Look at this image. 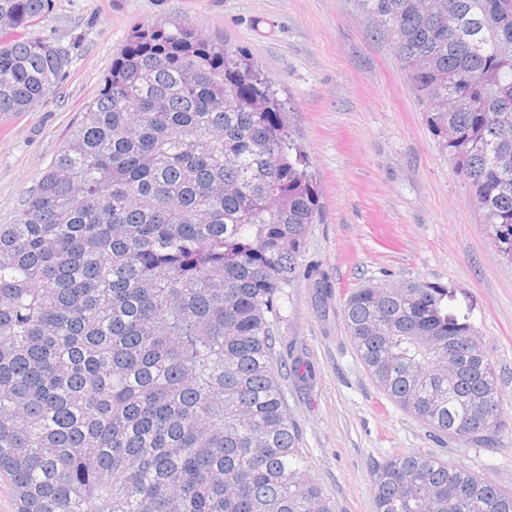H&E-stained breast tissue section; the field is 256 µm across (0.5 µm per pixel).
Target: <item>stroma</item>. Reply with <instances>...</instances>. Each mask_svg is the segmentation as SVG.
Returning a JSON list of instances; mask_svg holds the SVG:
<instances>
[{"mask_svg": "<svg viewBox=\"0 0 512 512\" xmlns=\"http://www.w3.org/2000/svg\"><path fill=\"white\" fill-rule=\"evenodd\" d=\"M148 25L194 29L249 59L316 184L305 257L328 269L335 294L323 303L307 281L288 284L274 334L286 408L334 512H375V464L415 449L512 488V259L361 0H54L31 33L66 48L69 64L44 102L0 114V224L14 223L113 59ZM371 279L445 288L444 310L478 328L507 424L497 446L435 436L372 381L340 315L346 293ZM297 356L316 370L311 387L288 373Z\"/></svg>", "mask_w": 512, "mask_h": 512, "instance_id": "stroma-1", "label": "stroma"}]
</instances>
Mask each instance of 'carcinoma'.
Wrapping results in <instances>:
<instances>
[{"instance_id": "cac0c4a2", "label": "carcinoma", "mask_w": 512, "mask_h": 512, "mask_svg": "<svg viewBox=\"0 0 512 512\" xmlns=\"http://www.w3.org/2000/svg\"><path fill=\"white\" fill-rule=\"evenodd\" d=\"M512 258V0H362ZM53 0H0V113L59 83L25 35ZM319 200L268 81L187 28L136 29L16 223L0 224V479L16 512H332L277 382L282 286ZM445 290L344 299L376 386L433 433L506 429L477 328ZM454 359L448 378L436 369ZM375 512H512V489L420 451L373 469Z\"/></svg>"}]
</instances>
